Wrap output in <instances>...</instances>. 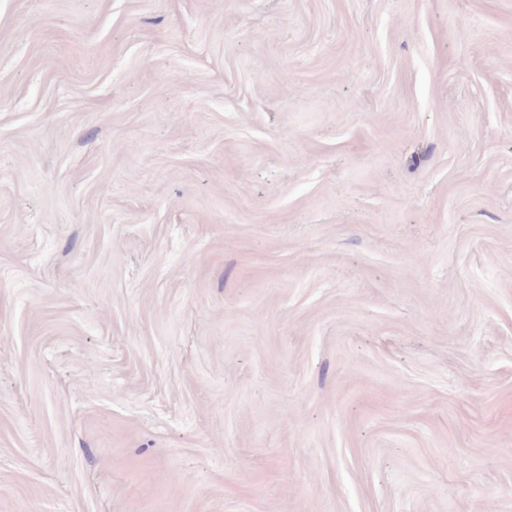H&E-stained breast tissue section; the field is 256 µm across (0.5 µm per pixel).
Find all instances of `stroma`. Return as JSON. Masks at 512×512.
<instances>
[{
	"label": "stroma",
	"mask_w": 512,
	"mask_h": 512,
	"mask_svg": "<svg viewBox=\"0 0 512 512\" xmlns=\"http://www.w3.org/2000/svg\"><path fill=\"white\" fill-rule=\"evenodd\" d=\"M0 512H512V0H0Z\"/></svg>",
	"instance_id": "1"
}]
</instances>
